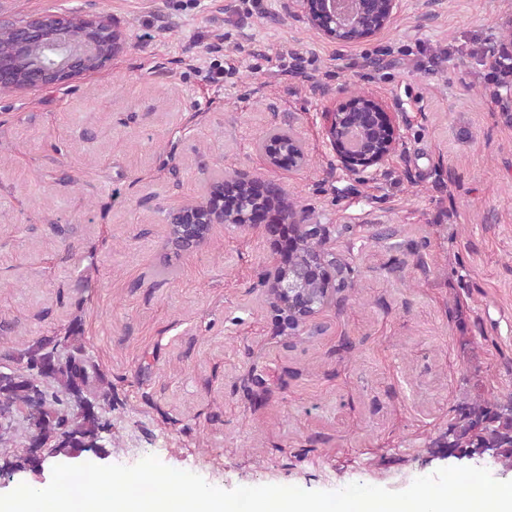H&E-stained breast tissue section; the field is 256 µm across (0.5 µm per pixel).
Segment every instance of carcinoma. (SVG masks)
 <instances>
[{"label":"carcinoma","instance_id":"1","mask_svg":"<svg viewBox=\"0 0 512 512\" xmlns=\"http://www.w3.org/2000/svg\"><path fill=\"white\" fill-rule=\"evenodd\" d=\"M490 81L497 92L512 90V51L508 48L494 55ZM224 191L232 198L226 212L231 224L245 223L249 212L259 207L258 197L241 182L224 181ZM299 239L300 257L311 256L322 243L319 232L309 229ZM81 334V324L75 321L65 335L44 337L4 355L0 363V416L23 418L29 448L50 439L59 444V451L80 454L96 448L101 433L112 427L97 400L104 379L84 358ZM433 447L464 454L495 448L499 458L512 463V401L483 400L460 406L456 421ZM44 461L28 451L0 455V472L34 471Z\"/></svg>","mask_w":512,"mask_h":512}]
</instances>
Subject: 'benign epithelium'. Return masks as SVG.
I'll list each match as a JSON object with an SVG mask.
<instances>
[{"label": "benign epithelium", "instance_id": "1", "mask_svg": "<svg viewBox=\"0 0 512 512\" xmlns=\"http://www.w3.org/2000/svg\"><path fill=\"white\" fill-rule=\"evenodd\" d=\"M361 0H287L286 8H296L307 22L328 40L352 45L347 31L359 17ZM12 35L10 48L0 51V84L12 89L40 90L61 88L70 82L101 72L127 45L125 34L111 21L99 15L48 11L27 17L20 23L0 30ZM372 112L368 114V126L343 125L347 107L337 105L321 113L325 139L336 149V167L350 174L379 167L389 161L404 147L401 128L407 126L409 116L405 112H388L378 99L367 95ZM294 147L288 167L298 169L305 159V144L293 129L284 131ZM169 224L188 225L193 234L195 225L214 227L224 223V185L208 186L206 192L193 202H185L169 210ZM295 226L300 235L308 225L305 216L292 210L279 218H271L259 209L249 214L246 226L258 230L267 237L279 234L280 225ZM205 240L189 238L185 241L168 239L179 253L199 250ZM336 252L319 249L316 256L306 263L288 264V273L271 264L264 277L271 306L278 312L282 324L291 331L306 329L314 324L319 315L331 303L333 288L311 290L306 282L315 270L336 267Z\"/></svg>", "mask_w": 512, "mask_h": 512}]
</instances>
